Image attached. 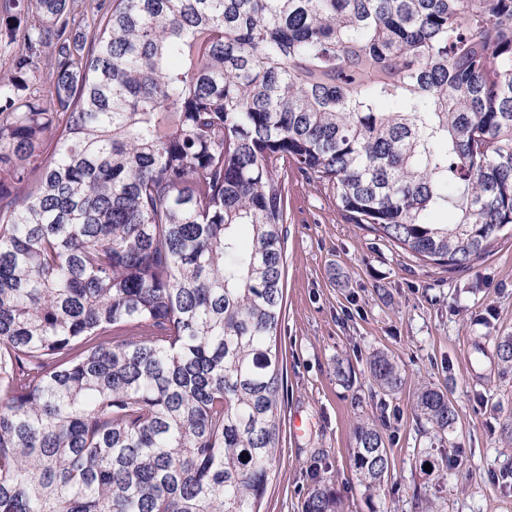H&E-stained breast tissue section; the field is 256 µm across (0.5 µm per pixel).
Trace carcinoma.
<instances>
[{"mask_svg": "<svg viewBox=\"0 0 512 512\" xmlns=\"http://www.w3.org/2000/svg\"><path fill=\"white\" fill-rule=\"evenodd\" d=\"M0 7L37 14L0 77V512H260L288 166L348 222L468 267L512 224V0ZM370 370L402 388L388 356ZM416 407L456 420L428 385ZM355 440L376 491L383 436ZM305 512L336 498L319 484Z\"/></svg>", "mask_w": 512, "mask_h": 512, "instance_id": "cac0c4a2", "label": "carcinoma"}]
</instances>
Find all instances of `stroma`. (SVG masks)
Masks as SVG:
<instances>
[{
    "mask_svg": "<svg viewBox=\"0 0 512 512\" xmlns=\"http://www.w3.org/2000/svg\"><path fill=\"white\" fill-rule=\"evenodd\" d=\"M284 311L274 346L284 361L281 452L260 512H304L315 482L339 512H512V372L497 354L512 336V228L462 270L420 260L346 221L326 189L288 171ZM395 359L402 391L370 376ZM447 392L457 420L439 433L417 388ZM382 433L390 466L379 491L358 479L354 429Z\"/></svg>",
    "mask_w": 512,
    "mask_h": 512,
    "instance_id": "1",
    "label": "stroma"
}]
</instances>
